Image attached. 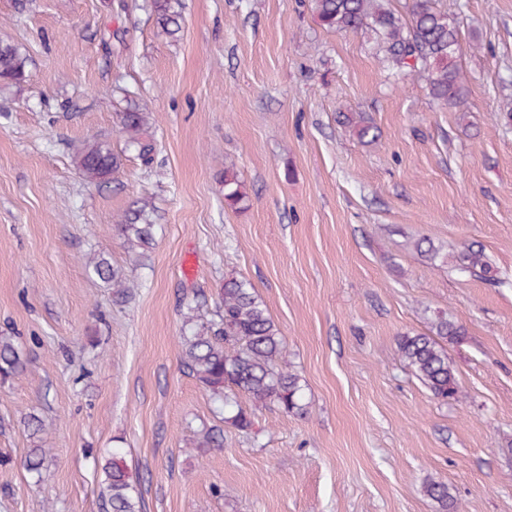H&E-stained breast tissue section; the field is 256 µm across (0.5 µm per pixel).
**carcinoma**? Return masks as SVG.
Listing matches in <instances>:
<instances>
[{
  "label": "carcinoma",
  "mask_w": 512,
  "mask_h": 512,
  "mask_svg": "<svg viewBox=\"0 0 512 512\" xmlns=\"http://www.w3.org/2000/svg\"><path fill=\"white\" fill-rule=\"evenodd\" d=\"M317 24L337 32H370L379 47L382 66L394 74L423 76L431 95L455 107L464 101L466 78L457 65L459 35L456 21L436 0H412L408 16L392 6V0H309ZM175 0H152L151 11L157 34L173 38L181 29V12ZM29 55L20 47L0 42V85L19 86L27 80ZM119 123L127 142L141 162L150 166L157 153L156 142L148 134L150 115L137 109L120 113ZM360 141L376 139V126L363 112L343 115ZM75 160L84 179L101 185L121 167V155L104 141L88 140L75 151ZM241 183L234 168H224V202L230 208L243 200ZM124 247L135 260L145 257L153 245V224L146 204L132 203L115 224ZM459 269L487 278L490 264L483 249L465 245L450 255ZM89 271L111 288L123 291L127 279L103 254L88 258ZM197 299L182 303L183 325L180 336L181 365L210 392L216 404L215 415L239 432L252 430V414L237 400L242 394L255 404L274 406L285 414H302L303 388L297 373L288 369L280 331L268 310L245 279L224 280L214 312L201 314ZM466 336L463 325L444 314L435 316L431 333L398 337V353L404 366L442 401L457 400L462 394L455 370L448 360L446 342L457 343ZM23 350L7 336H0V377L10 378L23 371ZM233 414L226 417V409ZM224 443V430L217 425L203 429L192 440L195 448H214ZM50 449L36 445L25 457L26 471L41 476ZM105 512H143V501L130 475L123 449L114 448L102 465ZM424 493L435 501L440 512H458L456 497L448 484L430 480Z\"/></svg>",
  "instance_id": "cac0c4a2"
}]
</instances>
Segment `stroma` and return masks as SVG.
Masks as SVG:
<instances>
[{"instance_id": "35a3bbf8", "label": "stroma", "mask_w": 512, "mask_h": 512, "mask_svg": "<svg viewBox=\"0 0 512 512\" xmlns=\"http://www.w3.org/2000/svg\"><path fill=\"white\" fill-rule=\"evenodd\" d=\"M0 0V40L28 78L0 88V336L27 354L0 382V512H104L94 463L121 445L143 512H512V0H440L467 77L462 107L418 75L383 71L365 33L320 27L305 0H181L158 36L150 0ZM149 113L157 160L127 149L118 115ZM364 112L378 138L338 120ZM99 139L123 164L86 183L74 147ZM245 197L224 203V166ZM153 209L154 245L132 262L115 221ZM483 247L480 279L415 244ZM123 268L124 300L87 267ZM263 300L308 412L253 408L244 435L189 451L216 424L184 372L181 302L210 311L229 277ZM464 396L436 400L397 338L437 313ZM50 448L23 467V418ZM424 493L431 500L435 501L441 512H457L458 502L456 497L450 492L448 484L429 480L424 486Z\"/></svg>"}]
</instances>
